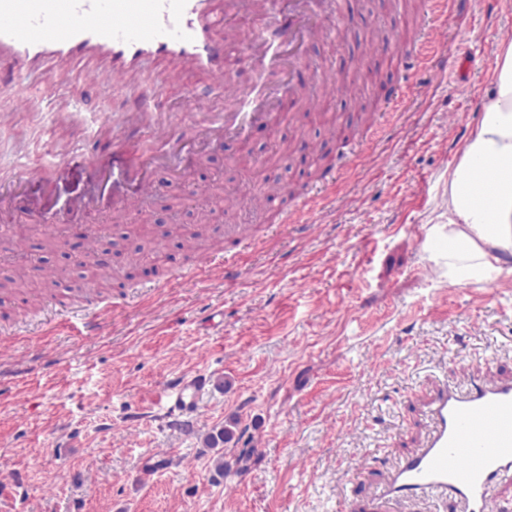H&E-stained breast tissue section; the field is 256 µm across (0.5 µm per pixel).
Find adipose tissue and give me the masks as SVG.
Wrapping results in <instances>:
<instances>
[{"mask_svg":"<svg viewBox=\"0 0 512 512\" xmlns=\"http://www.w3.org/2000/svg\"><path fill=\"white\" fill-rule=\"evenodd\" d=\"M498 59L495 94L448 171V218L429 237L453 284L495 281L502 254L512 252V44Z\"/></svg>","mask_w":512,"mask_h":512,"instance_id":"adipose-tissue-1","label":"adipose tissue"}]
</instances>
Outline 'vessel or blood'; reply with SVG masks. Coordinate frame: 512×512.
<instances>
[{"label": "vessel or blood", "instance_id": "b4317fda", "mask_svg": "<svg viewBox=\"0 0 512 512\" xmlns=\"http://www.w3.org/2000/svg\"><path fill=\"white\" fill-rule=\"evenodd\" d=\"M427 4L425 35L434 44L447 29L448 0ZM239 9L251 24L249 31L231 19ZM334 11L333 0H0V84L15 83L19 68L27 65L50 77L74 73L71 97L58 102L51 118L62 126L85 127L84 137L51 162L23 165L17 176L0 175V212L11 211L29 190L48 187L65 163L80 167L90 185L69 203L72 222L103 208L119 216L133 199L156 195L161 186L152 176L155 167H166L174 180L185 179L175 152L183 115L153 107L154 87L140 81V65L147 58L163 61L164 81H179L184 71L196 69L221 91L224 111L217 115L209 113L207 100L187 97L202 116L195 136L198 151L227 135L248 143L252 125L288 111L294 89L238 83L224 69L230 42H238L241 54L263 73L290 69L300 63L292 51L296 43L331 38L320 20ZM100 86L133 88L134 111L93 119L81 100L86 89ZM126 129L145 134L152 152L128 158L116 172L91 161L89 148L99 137ZM207 384L200 375L172 379L160 395L163 413L195 419ZM424 409L427 439L395 468L384 497L401 502L432 492L461 504L465 512H497L496 487L512 483V381L445 386Z\"/></svg>", "mask_w": 512, "mask_h": 512}]
</instances>
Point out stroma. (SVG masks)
Masks as SVG:
<instances>
[{
	"mask_svg": "<svg viewBox=\"0 0 512 512\" xmlns=\"http://www.w3.org/2000/svg\"><path fill=\"white\" fill-rule=\"evenodd\" d=\"M421 0H336L334 40L305 44L289 77L314 97V73L331 66L348 84L332 108L294 102L273 128L250 134L254 168H242L228 137L192 159L186 179L134 202L120 221L103 212L68 222V199L82 184L61 179L44 229L19 205L0 231V278L23 273L17 293L0 296V495L17 512H355L374 500L389 470L428 434L422 400L437 384L480 375L512 378V274L491 283L452 285L419 234L448 218V171L458 161L495 91L500 30L512 28V0H452L448 36L435 47L452 68L403 76L397 60L362 59L373 34L405 42L421 26ZM470 67H461V53ZM165 110L186 91L222 111L209 76L185 71L160 81ZM72 81L48 83L25 70L28 107L0 89V164L44 163L69 133L48 114ZM358 127L359 153L336 172L338 131ZM269 186L319 192L304 223L280 221L288 198L254 211ZM234 198L225 206V198ZM180 227L130 262L154 237L157 220ZM225 225L223 239L185 238L199 224ZM111 279L97 302L69 292L90 275L85 237ZM232 254L226 273L217 256ZM196 278H184L188 267ZM58 272L61 286L44 292ZM98 317L87 333L83 314ZM211 381L192 427L162 415L164 385L181 375ZM237 426L256 451L247 469L216 476L214 460L233 461L235 444L205 447L216 428ZM177 458L145 475V456Z\"/></svg>",
	"mask_w": 512,
	"mask_h": 512,
	"instance_id": "stroma-1",
	"label": "stroma"
}]
</instances>
